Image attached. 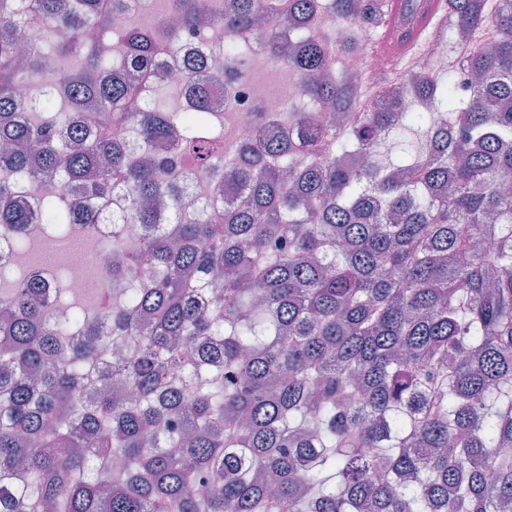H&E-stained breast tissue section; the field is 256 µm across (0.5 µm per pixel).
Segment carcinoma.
<instances>
[{
    "mask_svg": "<svg viewBox=\"0 0 512 512\" xmlns=\"http://www.w3.org/2000/svg\"><path fill=\"white\" fill-rule=\"evenodd\" d=\"M166 2L223 43L185 67L188 110L138 91L176 45L163 17L0 0V230L125 202L101 313L0 281V512H512V0H448L472 91L415 67L378 107L320 19L379 28L382 0ZM32 28L55 41L22 70ZM255 43L301 90L260 147L222 153L201 85L246 76ZM132 113L140 156L115 136ZM159 140L224 158L244 194L184 218Z\"/></svg>",
    "mask_w": 512,
    "mask_h": 512,
    "instance_id": "carcinoma-1",
    "label": "carcinoma"
}]
</instances>
